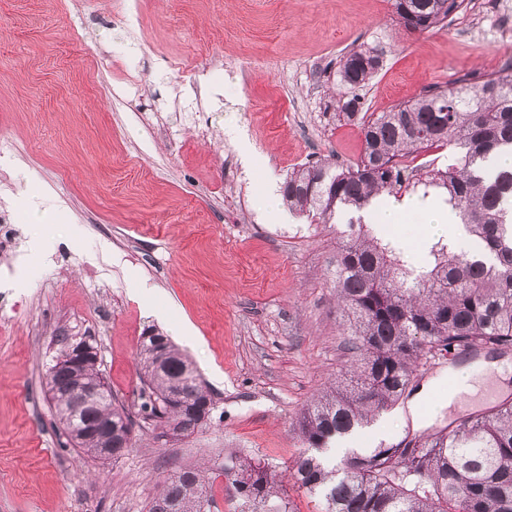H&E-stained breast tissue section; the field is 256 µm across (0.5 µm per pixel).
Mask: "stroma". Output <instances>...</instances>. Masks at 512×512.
<instances>
[{"instance_id": "obj_1", "label": "stroma", "mask_w": 512, "mask_h": 512, "mask_svg": "<svg viewBox=\"0 0 512 512\" xmlns=\"http://www.w3.org/2000/svg\"><path fill=\"white\" fill-rule=\"evenodd\" d=\"M374 51L360 112L512 62V0H467L408 32L391 0H0V512H147L159 483L224 456L292 467L293 424L348 355L333 294L336 227L270 214L268 186L307 161H358L340 61ZM240 129L263 158L241 160ZM168 336L214 394L210 426L135 429L116 460L66 445L46 387L58 331L91 338L133 406L143 331ZM401 406L345 446L413 435Z\"/></svg>"}]
</instances>
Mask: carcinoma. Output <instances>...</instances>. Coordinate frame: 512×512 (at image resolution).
Instances as JSON below:
<instances>
[{
	"label": "carcinoma",
	"instance_id": "obj_1",
	"mask_svg": "<svg viewBox=\"0 0 512 512\" xmlns=\"http://www.w3.org/2000/svg\"><path fill=\"white\" fill-rule=\"evenodd\" d=\"M464 0H393L395 22L409 31L444 25ZM350 51L341 80L354 91L378 66ZM363 152L348 166L319 160L288 175V209L312 224L337 231L336 299L343 316L344 347L352 365L301 412L295 422L307 451L293 466L294 485L317 496L322 512H512V403L469 416L442 430L343 460L320 453L337 439L367 427L415 390L412 382L438 359L467 352L500 357L512 351V168L490 154L512 148V64L466 85L450 83L388 112L362 116ZM432 147L448 148L445 168L406 172L400 159ZM429 197L449 206L470 248L439 239L420 252L396 236L380 237L362 211L381 197ZM141 339L137 415L163 435L200 427L195 405H215L212 393L185 355L155 328ZM97 384L102 396L73 416V393ZM48 392L59 423L85 455L116 460L132 447V412L107 387L99 365L53 363ZM179 389L181 404L170 395ZM119 427L112 440L101 428ZM107 448L104 454L101 449ZM224 478L237 499L231 512H293L274 467L248 455L224 456ZM208 478L184 469L164 479L148 512H210Z\"/></svg>",
	"mask_w": 512,
	"mask_h": 512
}]
</instances>
